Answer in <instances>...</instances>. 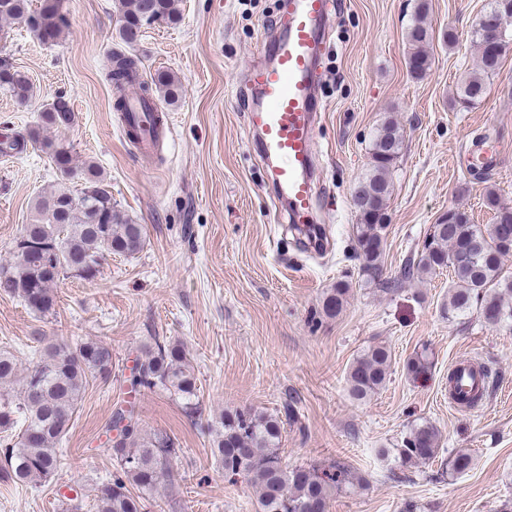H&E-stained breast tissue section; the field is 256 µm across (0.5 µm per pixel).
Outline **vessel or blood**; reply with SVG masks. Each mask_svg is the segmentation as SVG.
I'll return each instance as SVG.
<instances>
[{
  "label": "vessel or blood",
  "instance_id": "vessel-or-blood-1",
  "mask_svg": "<svg viewBox=\"0 0 512 512\" xmlns=\"http://www.w3.org/2000/svg\"><path fill=\"white\" fill-rule=\"evenodd\" d=\"M329 0H288L286 24L270 35L271 49L248 75L255 101L249 125L260 137L272 183L287 205L289 223L314 221L315 124L322 109L317 95V61L323 50ZM462 391L483 384L479 368L467 360L453 367Z\"/></svg>",
  "mask_w": 512,
  "mask_h": 512
}]
</instances>
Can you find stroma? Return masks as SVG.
<instances>
[{
    "label": "stroma",
    "mask_w": 512,
    "mask_h": 512,
    "mask_svg": "<svg viewBox=\"0 0 512 512\" xmlns=\"http://www.w3.org/2000/svg\"><path fill=\"white\" fill-rule=\"evenodd\" d=\"M428 3L432 67L417 79L406 57L418 0H334L314 139L318 247L287 222L247 123V69L268 25L283 19L280 0H178L176 23L144 30L129 50L143 79L165 71L181 84L176 103L155 100L167 120L148 154L125 135L108 80L111 55L122 47L118 0H64L69 27L53 44L11 25L0 58L28 74L33 95L21 104L0 91V123L29 135L42 127L45 105L65 95L74 121L48 129V137L69 145L77 160L99 164L114 205L144 226L145 241L134 255L103 260L94 280L58 283L53 315L0 295V350L22 361L32 360L40 336L68 345L90 337L112 348V379L87 391L55 481H0V512H63L57 489L65 484L93 504L112 469L106 428L119 404L133 406L144 433L165 431L181 450L172 487L160 489L147 512H163L174 495L180 512H257L250 481L225 477L213 456L211 422L225 411L276 414L287 403L296 417L283 424V463H341L364 480L336 492L328 512H402L407 503L414 512H499L512 500V325L488 326L474 311L448 317V273L401 276L448 209L493 223L484 202L489 185L512 206V48L483 99L460 109L458 84L478 68L472 32L489 0ZM388 117L403 134L383 243L392 289L367 281L352 250V193ZM62 181L75 190L81 184L78 174L56 170L38 144L0 156V259L28 223L32 199ZM339 283L349 288L343 309L326 316L323 300ZM154 331L182 344L197 377L200 419L165 394L129 392L124 379ZM374 345L392 353L389 380L357 402L348 369ZM423 349L431 371L415 380L405 363ZM463 359L487 366L497 381L478 406L459 410L448 372ZM426 422L439 431L438 457L400 465L403 439ZM453 449L472 453L470 471L449 473Z\"/></svg>",
    "instance_id": "1"
}]
</instances>
